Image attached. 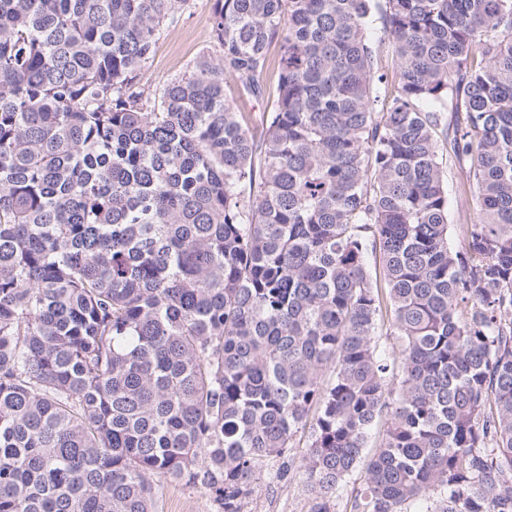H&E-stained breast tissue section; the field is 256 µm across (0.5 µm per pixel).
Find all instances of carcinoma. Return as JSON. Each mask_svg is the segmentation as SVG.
<instances>
[{
    "label": "carcinoma",
    "instance_id": "obj_1",
    "mask_svg": "<svg viewBox=\"0 0 512 512\" xmlns=\"http://www.w3.org/2000/svg\"><path fill=\"white\" fill-rule=\"evenodd\" d=\"M188 6L0 0V512H512V0H211L142 87ZM188 10L158 40L151 58L140 72L145 86H160L183 73L211 41V2L191 0ZM448 201L450 206L451 235L453 246L461 248L465 242L467 224L476 220V194L474 189L466 191L462 186L460 171L448 161L447 168ZM309 495L297 475L287 486L272 490L264 481L254 485L246 507L247 512H308ZM155 512H215L208 494L198 487L157 478Z\"/></svg>",
    "mask_w": 512,
    "mask_h": 512
}]
</instances>
